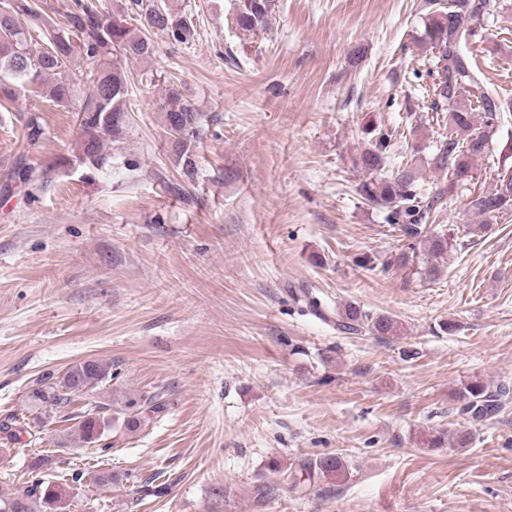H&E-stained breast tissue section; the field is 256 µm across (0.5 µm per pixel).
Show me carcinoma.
I'll return each instance as SVG.
<instances>
[{
  "mask_svg": "<svg viewBox=\"0 0 512 512\" xmlns=\"http://www.w3.org/2000/svg\"><path fill=\"white\" fill-rule=\"evenodd\" d=\"M276 0H237L234 22L242 32L255 34L266 30L275 11ZM499 0H424L421 43L434 54L438 81L434 83L432 111L448 113V134L441 136L426 157L427 166L447 174L448 184L431 195L419 186L417 159L412 157L388 165L387 150L393 133L382 129L373 135L356 158L365 172L357 186L361 199L387 212L390 226L407 241V249L425 246L428 258L416 271L419 278L434 281L441 274L440 259L448 255L450 237L431 231L437 206L445 195L454 193L459 182L471 176L476 162L488 150L491 137L502 123L507 104L482 78L474 59L462 44L473 25L499 12ZM128 13L99 21L93 7L81 6V12L66 16L62 26L49 25L32 7L30 0H0V98L16 99L19 89L35 84L46 74L56 76L49 92L57 106L78 112L81 139L75 162L86 169L100 170L106 163L107 144L119 143L129 127L128 74L131 61H147L158 52L153 35L186 43L194 37V26L179 11L156 0H129ZM146 19L147 29L129 25L128 18ZM83 54L97 68L90 71L92 88L77 91L79 83L68 75L76 53ZM163 122L173 140L182 173L192 179L195 173L193 147L201 132L202 113L175 84L165 88ZM26 137L40 140V117L32 112L25 121ZM47 170L19 161L8 173L3 190L25 193L36 182H45ZM473 216L481 219L473 231L486 229L490 220L512 214V171L502 173L488 190L473 193L467 203ZM336 330L345 334L367 332L374 336H395L397 322L386 315H372L347 303L336 311ZM112 377L111 367L99 360H84L70 366L61 376L47 374L33 383L27 400L40 410L37 422L46 424L55 410L68 406L73 396ZM504 391H491L482 382L463 386L458 399L462 411L481 420L496 413ZM128 407L141 409L140 416L127 421L135 429L141 420L161 409L158 398L143 402L128 401ZM110 426L106 415L90 408L81 415L74 430L78 441L94 444ZM300 471L326 479L347 476V465L338 455L304 462ZM66 489L59 483L34 478L20 487L0 488V512H65Z\"/></svg>",
  "mask_w": 512,
  "mask_h": 512,
  "instance_id": "obj_1",
  "label": "carcinoma"
}]
</instances>
